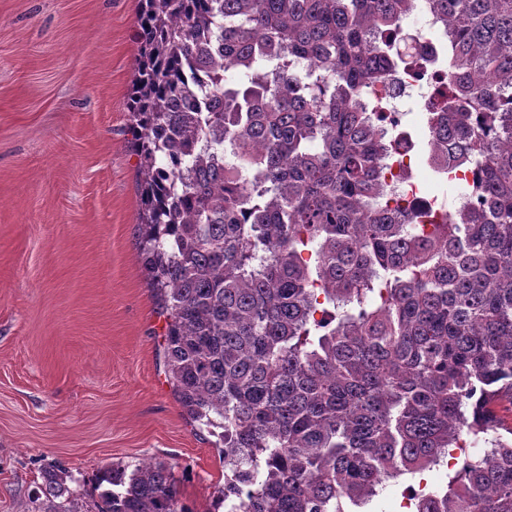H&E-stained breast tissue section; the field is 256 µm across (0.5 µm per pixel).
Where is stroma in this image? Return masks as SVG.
I'll list each match as a JSON object with an SVG mask.
<instances>
[{
    "label": "stroma",
    "instance_id": "stroma-1",
    "mask_svg": "<svg viewBox=\"0 0 512 512\" xmlns=\"http://www.w3.org/2000/svg\"><path fill=\"white\" fill-rule=\"evenodd\" d=\"M139 8L0 0V512H25L50 461L92 504L115 464L173 463L189 512L224 483L168 377L143 265Z\"/></svg>",
    "mask_w": 512,
    "mask_h": 512
}]
</instances>
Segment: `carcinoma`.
I'll return each instance as SVG.
<instances>
[{
    "instance_id": "1",
    "label": "carcinoma",
    "mask_w": 512,
    "mask_h": 512,
    "mask_svg": "<svg viewBox=\"0 0 512 512\" xmlns=\"http://www.w3.org/2000/svg\"><path fill=\"white\" fill-rule=\"evenodd\" d=\"M448 41L429 151L471 203L388 190L412 145L386 111ZM129 96L144 263L190 419L218 437L224 512H365L467 454L412 512H512V0H142ZM310 259H303V252ZM322 313L316 319V312ZM157 462L98 475L100 512H189ZM44 465L28 512H89ZM417 476L405 475L395 481L388 482L366 506L365 510L371 512H399L403 510L400 505L404 497L411 492L409 488L413 486L416 490L418 489Z\"/></svg>"
}]
</instances>
